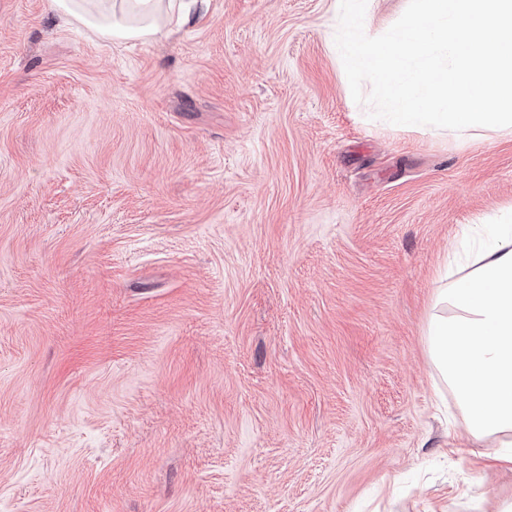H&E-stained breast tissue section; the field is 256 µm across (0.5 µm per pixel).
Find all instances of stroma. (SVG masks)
Listing matches in <instances>:
<instances>
[{
  "mask_svg": "<svg viewBox=\"0 0 512 512\" xmlns=\"http://www.w3.org/2000/svg\"><path fill=\"white\" fill-rule=\"evenodd\" d=\"M337 0L103 41L0 0V512H495L425 347L512 128L371 119Z\"/></svg>",
  "mask_w": 512,
  "mask_h": 512,
  "instance_id": "1",
  "label": "stroma"
}]
</instances>
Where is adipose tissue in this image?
<instances>
[{
	"instance_id": "adipose-tissue-1",
	"label": "adipose tissue",
	"mask_w": 512,
	"mask_h": 512,
	"mask_svg": "<svg viewBox=\"0 0 512 512\" xmlns=\"http://www.w3.org/2000/svg\"><path fill=\"white\" fill-rule=\"evenodd\" d=\"M161 0H50L111 41L159 30ZM482 243L466 274L438 273L427 354L453 393L484 468L512 470V223L476 224Z\"/></svg>"
}]
</instances>
